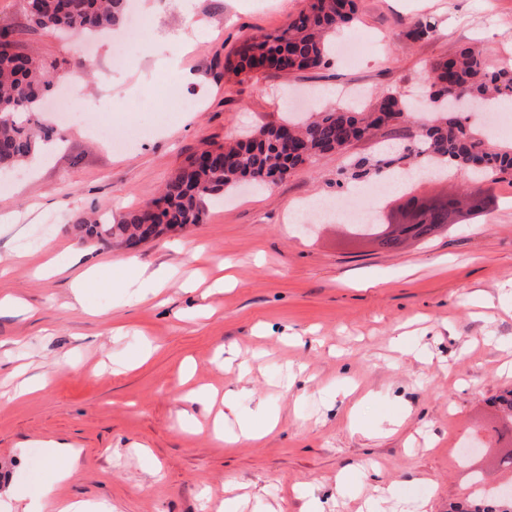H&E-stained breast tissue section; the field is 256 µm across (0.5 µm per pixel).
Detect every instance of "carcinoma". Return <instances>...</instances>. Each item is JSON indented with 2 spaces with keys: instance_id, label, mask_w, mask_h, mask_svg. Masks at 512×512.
I'll list each match as a JSON object with an SVG mask.
<instances>
[{
  "instance_id": "obj_1",
  "label": "carcinoma",
  "mask_w": 512,
  "mask_h": 512,
  "mask_svg": "<svg viewBox=\"0 0 512 512\" xmlns=\"http://www.w3.org/2000/svg\"><path fill=\"white\" fill-rule=\"evenodd\" d=\"M126 0H23L28 25L34 29L83 35L110 29L122 18ZM358 20V0H307L305 8L289 19L280 33L246 39L228 55L224 70L236 76L254 73L288 75L329 65L328 36ZM436 23L416 20L406 37L418 42L434 38ZM52 63L41 62L18 50L14 31L0 28V170L13 167L36 154L41 144L51 141L52 126L35 118L38 104L51 88ZM433 115L418 122L413 140L386 148L374 159L363 158L346 171L345 179L358 182L382 178L386 169L442 164L472 169L493 180L512 178V147L492 144L475 126L466 125L448 101V85L484 105L496 98L512 99V66L490 67L485 51L475 44L456 49L448 57L430 62ZM412 119L402 97L388 92L367 109L340 104L317 113L302 123L286 119L260 127L242 138L206 148L187 158L167 182L161 195L141 208L125 214L117 223L106 217L80 218L74 228L85 240L98 245L128 248L161 235L199 224L207 200L224 194L242 182L256 185L276 183L272 175L285 179L312 158L341 153L353 142L374 130H396ZM456 200L434 196L427 200L423 233L460 213ZM399 208L384 221L366 225L382 249L397 248L406 229L394 226ZM494 407L507 420L512 434V390L497 396ZM507 499L489 494L480 504L452 505L449 512H500Z\"/></svg>"
}]
</instances>
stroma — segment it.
Instances as JSON below:
<instances>
[{"mask_svg":"<svg viewBox=\"0 0 512 512\" xmlns=\"http://www.w3.org/2000/svg\"><path fill=\"white\" fill-rule=\"evenodd\" d=\"M132 0L130 14L181 37L179 54L134 52L109 62L122 29L89 42L28 28L22 0H0V27L22 52L56 63L54 112L61 147L36 170L0 186V512H16L6 487L48 484L44 512L84 502L117 512H448L468 499L471 474L498 471L488 401L512 388V181L489 184L490 208L387 251L311 201L337 198L348 165L375 155L379 136L326 154L263 189L209 202L203 223L133 249L80 240L76 218L120 220L156 198L205 143L280 123L291 98L336 90L359 105L397 92L418 99L434 58L464 43L490 60L512 54V0H359L360 19L333 34L355 40V61L290 76L225 75L248 37L282 31L307 0H192L204 24L187 25L176 0ZM436 22V38L411 42L406 27ZM81 75L82 86L72 82ZM194 102L156 119L157 97ZM111 129L112 140L98 136ZM188 241L191 252L178 244ZM230 264L223 292L186 291V280ZM96 266L84 302L75 276ZM173 273L171 286H128L136 268ZM402 336L406 349L392 339ZM194 364L191 379L182 368ZM49 388L15 400L21 382ZM234 393L240 424L278 419L260 443L225 445L214 414L197 403L191 430L177 414L187 388ZM400 418L399 428L389 421ZM68 444L69 476L57 480L50 443ZM397 496L380 498L379 481Z\"/></svg>","mask_w":512,"mask_h":512,"instance_id":"stroma-1","label":"stroma"}]
</instances>
